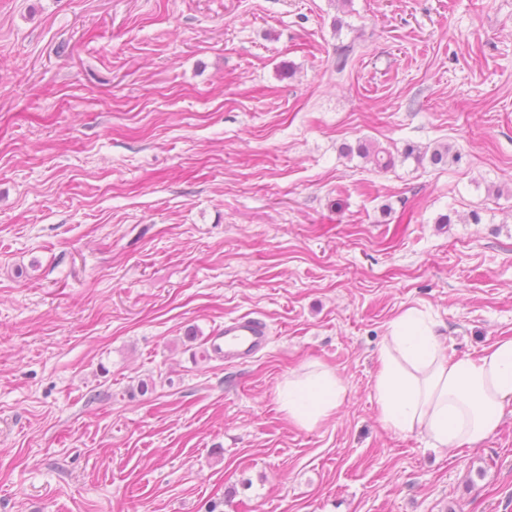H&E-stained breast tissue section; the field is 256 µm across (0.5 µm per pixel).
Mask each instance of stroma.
<instances>
[{
	"label": "stroma",
	"mask_w": 512,
	"mask_h": 512,
	"mask_svg": "<svg viewBox=\"0 0 512 512\" xmlns=\"http://www.w3.org/2000/svg\"><path fill=\"white\" fill-rule=\"evenodd\" d=\"M410 308L512 337V0H0V512H512V414L380 421ZM244 314L267 349L204 356ZM314 360L346 395L306 430ZM345 393V386L331 368L312 362L279 385L276 402L290 421L313 429L334 415Z\"/></svg>",
	"instance_id": "obj_1"
}]
</instances>
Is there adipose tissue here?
<instances>
[{
    "mask_svg": "<svg viewBox=\"0 0 512 512\" xmlns=\"http://www.w3.org/2000/svg\"><path fill=\"white\" fill-rule=\"evenodd\" d=\"M373 389L385 427L425 435L437 449L478 445L512 409V338L454 358L422 313L408 309L389 324ZM345 393L331 368L312 362L279 385L276 402L311 429L334 415Z\"/></svg>",
    "mask_w": 512,
    "mask_h": 512,
    "instance_id": "obj_1",
    "label": "adipose tissue"
}]
</instances>
